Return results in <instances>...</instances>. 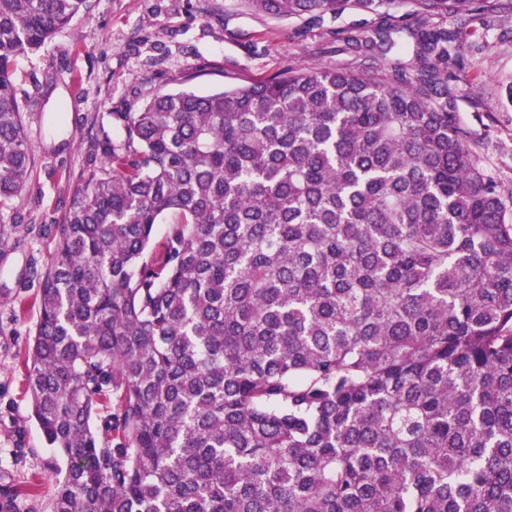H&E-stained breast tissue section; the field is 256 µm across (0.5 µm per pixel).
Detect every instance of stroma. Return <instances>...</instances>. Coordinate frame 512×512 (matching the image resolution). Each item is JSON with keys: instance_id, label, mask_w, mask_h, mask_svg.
I'll use <instances>...</instances> for the list:
<instances>
[{"instance_id": "35a3bbf8", "label": "stroma", "mask_w": 512, "mask_h": 512, "mask_svg": "<svg viewBox=\"0 0 512 512\" xmlns=\"http://www.w3.org/2000/svg\"><path fill=\"white\" fill-rule=\"evenodd\" d=\"M467 66L448 65L449 111L473 131L482 165L512 190V14L471 38ZM308 18L277 19L245 0H92L52 42L16 59L14 83L31 174L0 226V484L22 512H52L53 453L31 416L28 344L39 316V274L55 248L74 190L100 171L103 138L120 141L114 112L157 92L207 94L292 68L373 66ZM27 453L13 454L17 443Z\"/></svg>"}]
</instances>
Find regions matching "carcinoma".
Here are the masks:
<instances>
[{"label":"carcinoma","mask_w":512,"mask_h":512,"mask_svg":"<svg viewBox=\"0 0 512 512\" xmlns=\"http://www.w3.org/2000/svg\"><path fill=\"white\" fill-rule=\"evenodd\" d=\"M246 2L375 12L349 48L412 62L110 113L123 139L56 226L28 347L53 512H512V217L439 104L512 0ZM90 8L0 0V209L31 167L16 58Z\"/></svg>","instance_id":"cac0c4a2"}]
</instances>
